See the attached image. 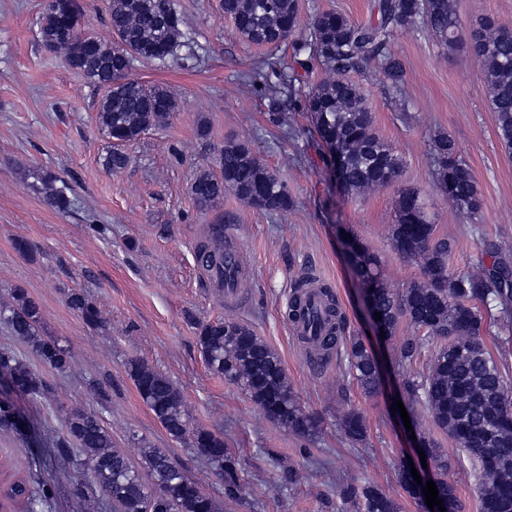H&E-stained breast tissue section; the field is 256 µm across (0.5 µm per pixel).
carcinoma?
<instances>
[{"mask_svg": "<svg viewBox=\"0 0 512 512\" xmlns=\"http://www.w3.org/2000/svg\"><path fill=\"white\" fill-rule=\"evenodd\" d=\"M378 19L363 24L335 11L319 13L309 34L292 42L291 61L280 58L266 64L276 81H264L259 92L269 100V120L278 127L289 125L288 113L302 109L311 128L326 148L324 165L340 191L358 195L374 187L395 182L402 160L372 129L371 114L362 87L348 75L375 63L390 88L404 85L403 62L391 50L394 32L410 26L432 33L445 47L460 45L471 51L482 66L489 103L496 116L497 136L503 154L512 157V38L492 34V22L483 20L465 26L449 0H378ZM222 16L231 20L235 33L250 44L275 46L298 30L299 0H220ZM40 42L50 51L64 52L70 67L79 70L97 87L114 72L124 81L110 88L98 103L97 124L107 137L112 132L122 140L104 157L106 168L120 172L129 164L122 147L137 142L146 132L163 126L175 110V101L161 85H146L132 75L140 60L165 63L178 58L192 38L184 30V19L174 0H111L109 24L113 41L100 43L83 59L76 60L72 42L62 30H81L84 11L55 12L43 5ZM317 66L333 74L311 86L305 75ZM435 163L433 182L448 197L459 214L470 218L481 209L479 191L457 142L446 132L431 139ZM220 174L200 169L191 184L196 208L210 210L231 193L257 209L275 213L291 204L288 186L256 155L246 141L230 140L214 158ZM43 193L59 210L70 205L67 187L58 185L50 173L41 176ZM471 233L483 240L487 261L477 275L451 269L449 261L456 242L436 233L418 194L405 190L398 201L396 224L391 226L393 249L402 257L422 262L423 278L395 291L383 278L377 255L355 235L347 236L346 257L364 285L374 311L382 315L384 335L395 336L401 321L421 335L406 342L400 362H411L417 351L433 346L427 373L404 383L408 400L424 409L437 428L463 449L473 469L483 478L480 512H512V388L507 373L483 343L490 325L512 332V264L500 245L486 239L477 224ZM196 262L209 282L224 287L229 266L224 251V222L209 226L205 239L196 246ZM321 298V307L309 314L305 304L310 290ZM70 307L90 325L103 323L100 310L83 294L68 297ZM289 322L309 326L310 357L328 358L338 345L344 346L347 367L367 395L380 388V374L372 349L359 336L342 337L345 318L333 291L310 276L302 277L288 302ZM0 322L12 335L26 342L43 364L58 373L70 368L72 355L66 346L45 334L39 305L18 288L0 304ZM197 342L208 368L238 385L274 424L294 434L311 436L317 420L297 400L275 348L241 321L216 319L197 327ZM128 375L143 403L171 438L190 441L200 457L220 471L224 496L234 498L241 488V473L235 458L224 448V438L189 425V413L180 391L163 373L139 360L128 365ZM0 377L14 392L32 398L47 394L45 380L16 353L0 350ZM14 408L0 401V428L17 429ZM68 446L59 437L50 444L63 449L66 460L78 467L74 495L91 502L88 487L112 500L116 512H218L215 500L177 467L167 451L143 444L140 467L112 446V436L101 419L74 411L65 419ZM345 435L354 443L363 441V417L350 411L342 418ZM421 450L438 461L434 483L447 512H462L455 486L448 482L449 457L437 443L419 437ZM149 480H144L142 473ZM339 495L357 504L358 512H400L398 501L375 485L343 486ZM11 505L24 512H43L51 490L33 495L26 482L15 480L5 492Z\"/></svg>", "mask_w": 512, "mask_h": 512, "instance_id": "1", "label": "carcinoma"}]
</instances>
